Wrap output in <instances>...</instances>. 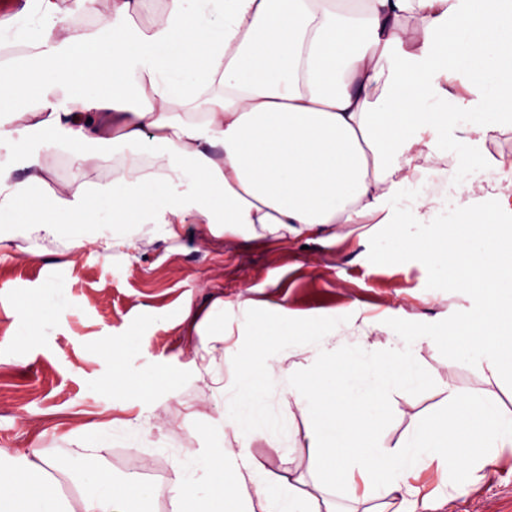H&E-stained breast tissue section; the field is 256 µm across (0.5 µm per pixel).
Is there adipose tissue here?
Instances as JSON below:
<instances>
[{
	"label": "adipose tissue",
	"instance_id": "1",
	"mask_svg": "<svg viewBox=\"0 0 512 512\" xmlns=\"http://www.w3.org/2000/svg\"><path fill=\"white\" fill-rule=\"evenodd\" d=\"M149 2L0 18V243L67 227L73 252L131 255L201 224L330 246L354 224L395 262L423 255L450 305L313 316L240 292L186 308L194 352L235 356L206 448L172 453L161 487L80 474L68 512H442L512 453V161L486 147L512 121V0H160L159 22L132 26ZM52 151L112 166L51 188ZM459 366L474 386L449 382ZM161 430L139 417L90 445ZM41 469L0 451V512H58Z\"/></svg>",
	"mask_w": 512,
	"mask_h": 512
}]
</instances>
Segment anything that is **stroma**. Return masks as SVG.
Listing matches in <instances>:
<instances>
[{
    "instance_id": "obj_1",
    "label": "stroma",
    "mask_w": 512,
    "mask_h": 512,
    "mask_svg": "<svg viewBox=\"0 0 512 512\" xmlns=\"http://www.w3.org/2000/svg\"><path fill=\"white\" fill-rule=\"evenodd\" d=\"M7 250L28 258L0 262V441L9 454L53 462L66 450L72 475L103 468L118 482L131 468L113 461L109 449L83 447L74 429L95 432L141 415L176 423L188 452L201 444L212 392L190 376L181 352L185 305L203 308L216 295L247 289L257 299L286 293L291 307L306 312L352 300L424 312L435 287L422 259L383 262L373 244L357 245L352 236L322 248L314 266L302 247L270 240L228 247L219 239L203 247L191 224L175 239L143 246L135 261L94 252L76 258L66 239L23 234ZM50 288L69 309L45 327L33 310ZM143 368L177 376L175 396L118 384L120 373ZM447 512H512V458L491 469L476 491L450 500Z\"/></svg>"
}]
</instances>
